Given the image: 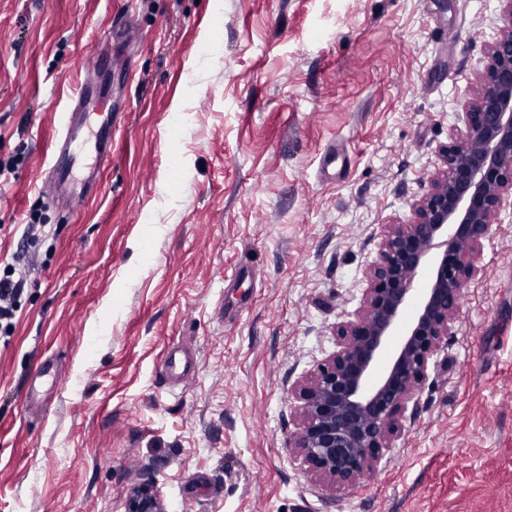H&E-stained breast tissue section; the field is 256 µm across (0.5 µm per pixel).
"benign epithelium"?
Instances as JSON below:
<instances>
[{
  "label": "benign epithelium",
  "instance_id": "benign-epithelium-1",
  "mask_svg": "<svg viewBox=\"0 0 512 512\" xmlns=\"http://www.w3.org/2000/svg\"><path fill=\"white\" fill-rule=\"evenodd\" d=\"M470 90L464 129L440 148L430 189L389 224L355 319L336 324V352L295 389L303 401L290 437L330 488L352 489L373 473L382 449L405 430L429 360L448 340L478 271L483 241L512 199V0ZM428 279L413 295L415 278ZM126 512H165L157 488L130 489Z\"/></svg>",
  "mask_w": 512,
  "mask_h": 512
}]
</instances>
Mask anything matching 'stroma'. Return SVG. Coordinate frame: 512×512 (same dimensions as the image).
I'll return each mask as SVG.
<instances>
[{"label":"stroma","instance_id":"35a3bbf8","mask_svg":"<svg viewBox=\"0 0 512 512\" xmlns=\"http://www.w3.org/2000/svg\"><path fill=\"white\" fill-rule=\"evenodd\" d=\"M502 9L0 0V260L45 227L0 344V512H125L142 482L166 512H512V204L375 474L332 490L289 442L294 388L428 192ZM81 94L117 122L76 213L39 184ZM176 345L196 373L173 388ZM45 361L61 384H34ZM159 373L165 380L186 383L194 373L193 360L182 348L172 347L162 359Z\"/></svg>","mask_w":512,"mask_h":512}]
</instances>
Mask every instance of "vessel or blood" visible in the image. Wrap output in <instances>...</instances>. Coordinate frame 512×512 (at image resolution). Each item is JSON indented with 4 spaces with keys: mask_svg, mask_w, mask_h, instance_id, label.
Here are the masks:
<instances>
[{
    "mask_svg": "<svg viewBox=\"0 0 512 512\" xmlns=\"http://www.w3.org/2000/svg\"><path fill=\"white\" fill-rule=\"evenodd\" d=\"M90 107V99L77 98L75 112L58 130L49 168L51 184L65 194L66 204L73 211L81 210L95 194L97 174L112 160L111 124H102L91 144L77 132L86 124ZM159 373L163 379L184 383L192 377L194 364L182 348L173 347L162 359Z\"/></svg>",
    "mask_w": 512,
    "mask_h": 512,
    "instance_id": "1",
    "label": "vessel or blood"
}]
</instances>
